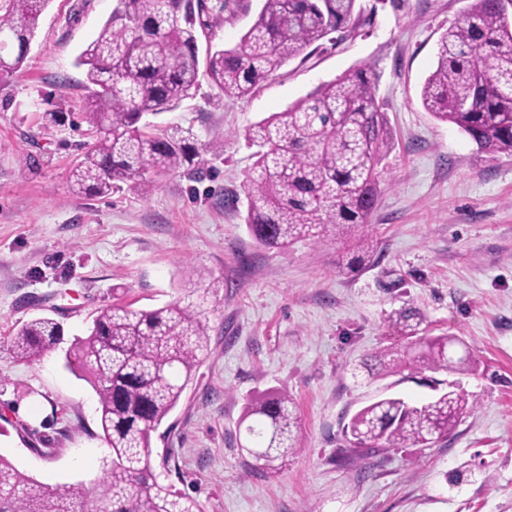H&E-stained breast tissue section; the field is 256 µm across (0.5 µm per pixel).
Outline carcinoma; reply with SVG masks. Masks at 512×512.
Returning <instances> with one entry per match:
<instances>
[{
    "label": "carcinoma",
    "instance_id": "1",
    "mask_svg": "<svg viewBox=\"0 0 512 512\" xmlns=\"http://www.w3.org/2000/svg\"><path fill=\"white\" fill-rule=\"evenodd\" d=\"M51 0H0V79L17 72L40 16ZM239 43L207 49L200 70L199 31L216 16L235 19L244 0H115L98 36L81 52L87 96L79 113L93 142L70 171L78 191L108 195L121 185L179 169L193 145L156 129L146 117L171 110L207 76L228 98L251 93L285 63L336 32L356 30L358 0H261ZM423 107L456 126L478 149L512 156V20L501 0H470L446 29L437 64L421 89ZM245 139L257 147L247 185L245 223L257 245L286 248L301 240H340L346 268L370 256L368 218L378 198L377 166L389 136L374 78L363 69L317 86L281 112L253 124ZM416 313L399 315L413 341L379 359L385 368L455 372L471 368L448 351L457 336H418ZM63 336L48 317L16 330L10 351L35 362ZM202 312L180 301L153 310L118 303L103 307L88 334L75 339L68 367L82 374L99 403V426L109 449L106 476L96 491L109 512H202L193 499L159 481L152 432L177 406L208 350ZM414 403L386 395L362 407L345 429L367 455L388 448L426 446L448 437L476 402L456 389ZM286 393L267 396L241 423L248 452L274 470L297 448L296 416ZM91 490L82 484L49 488L0 455V512H84Z\"/></svg>",
    "mask_w": 512,
    "mask_h": 512
}]
</instances>
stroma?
I'll return each mask as SVG.
<instances>
[{
  "label": "stroma",
  "mask_w": 512,
  "mask_h": 512,
  "mask_svg": "<svg viewBox=\"0 0 512 512\" xmlns=\"http://www.w3.org/2000/svg\"><path fill=\"white\" fill-rule=\"evenodd\" d=\"M361 3L374 14L356 32L289 61L248 96L226 98L201 79L156 119L192 134L199 154L95 197L69 179L90 141L84 127L42 115L80 112L76 59L114 0H51L22 69L0 81V454L21 471L53 488L102 481L98 397L66 354L103 306L179 300L205 312L208 351L153 432L152 461L203 512H512V156L480 152L420 98L437 41L467 0ZM358 67L377 78L390 142L369 218L373 256L350 271L331 240L259 247L245 225L246 129ZM201 276L218 288L191 292ZM408 309L420 335L467 343L477 373L441 378L478 403L445 440L362 458L344 436L357 411L383 395L434 394L432 372L373 366L407 346L397 318ZM41 316L61 324V342L39 361L13 360L16 329ZM276 391L296 406L298 448L266 472L239 422ZM41 441L53 455L35 452Z\"/></svg>",
  "instance_id": "obj_1"
}]
</instances>
